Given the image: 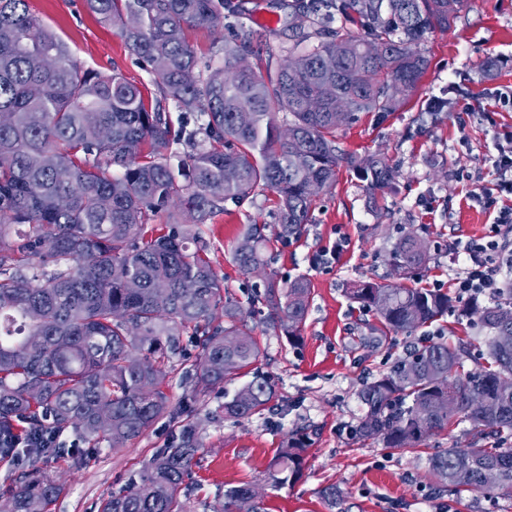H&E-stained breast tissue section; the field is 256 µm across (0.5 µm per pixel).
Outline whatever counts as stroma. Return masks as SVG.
<instances>
[{
  "label": "stroma",
  "mask_w": 512,
  "mask_h": 512,
  "mask_svg": "<svg viewBox=\"0 0 512 512\" xmlns=\"http://www.w3.org/2000/svg\"><path fill=\"white\" fill-rule=\"evenodd\" d=\"M245 7L242 14L225 13V35L242 25L253 28L256 49H273L274 61H281L293 40L285 10L278 0H245ZM28 8L82 68L104 77L120 73L146 96H157L149 65L129 53L115 30L98 23L85 0H28ZM268 13L277 14L275 25L262 24ZM422 49L428 68L399 110L362 112L336 130L338 146L356 158L384 156L397 171L392 184L372 193L356 170L341 167L335 186L314 199L313 221L302 236L273 245L268 271L284 280L306 277L313 287L300 342L290 344L250 307L264 281L233 261L246 224L276 225L273 193L226 202L214 220L198 225L214 271L256 328V366L272 381L275 396L265 410L234 422L224 417V401L247 383V375L194 390L185 377L198 356L191 345L167 368L164 389L173 405L191 410L203 443L181 494L183 512H216L225 488L243 483L263 487L265 512H328L320 492L330 485L342 491L344 512H512V496L438 491L426 477V453L400 452L354 435L364 413L361 389L404 357L411 340L383 336L375 313L353 303L347 290L359 281L395 283L390 250L401 231L414 232L430 249L429 261L407 286L453 296L447 314L420 328V335L468 343L466 368L485 362L484 334L462 316L465 302L455 297L453 280L463 268L466 244L491 235L497 216L474 195L494 188L493 160L512 132V105L500 99L512 90V0H467L448 29L426 34ZM437 97L447 104L430 111ZM329 249L335 260L312 265L313 255ZM303 429L313 432L315 443L299 478L269 487L278 448ZM170 433L169 421L161 419L122 449L88 448L75 459L41 460V468L65 484L50 512H97L103 499L144 469Z\"/></svg>",
  "instance_id": "obj_1"
}]
</instances>
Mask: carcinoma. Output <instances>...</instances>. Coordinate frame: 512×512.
Masks as SVG:
<instances>
[{"label":"carcinoma","mask_w":512,"mask_h":512,"mask_svg":"<svg viewBox=\"0 0 512 512\" xmlns=\"http://www.w3.org/2000/svg\"><path fill=\"white\" fill-rule=\"evenodd\" d=\"M343 19L367 23V37L340 27L322 29L319 0L288 5L294 42L274 73L247 29L220 46L205 71L186 40L193 25L223 26L233 0H85L100 23L116 30L126 48L145 60L160 100L121 74L104 77L73 62L64 42L41 24L27 0H0V461L22 467L0 489V512H49L63 484L37 468L45 457L66 459L74 448L42 446L39 437L71 431L93 448L117 450L156 420L172 424L168 441L125 487L101 502L99 512H183L180 504L202 448L189 409H177L163 390L165 368L183 356L184 337L199 351L196 387L221 385L259 358L255 327L206 257L200 237L176 219L193 211L205 224L220 204L257 191L278 197L275 237L299 236L310 222L309 183L333 187L341 164L357 169L372 192L393 182L383 157L358 160L336 145V108L309 112L305 99L328 84L347 100L350 120L359 112L396 111L401 83L416 87L428 67L420 48L428 31L448 29L464 0H333ZM384 47L373 58V43ZM52 52V71L30 57ZM255 63L239 66L240 57ZM205 117L188 139L203 145L187 163L173 165L162 151L180 139L162 102ZM291 116L293 140L282 138L276 113ZM238 179L224 182V169ZM170 212L168 230L151 221ZM251 224L233 250L243 271L266 265L271 238ZM396 276L408 278L430 259L424 241L407 232L393 245ZM32 269L30 276L22 269ZM186 280L196 287L184 288ZM351 298L376 312L381 330L409 335L448 312L439 289L363 281ZM312 288L305 277L268 275L252 305L267 309L268 325L299 341ZM503 303H473L463 312L486 329L488 366L465 369L468 349L422 339L390 370L360 392L365 407L355 433L385 447L413 453L437 432L467 424L468 443L428 457V480L460 494L512 495V348L498 336ZM489 395L498 412L469 407L471 394ZM263 376L224 402L236 422L274 398ZM428 418L430 428L418 426ZM311 434L294 432L280 448L271 486L295 479ZM502 465L498 488L480 482V467ZM253 485L224 490L223 512H235Z\"/></svg>","instance_id":"obj_1"}]
</instances>
